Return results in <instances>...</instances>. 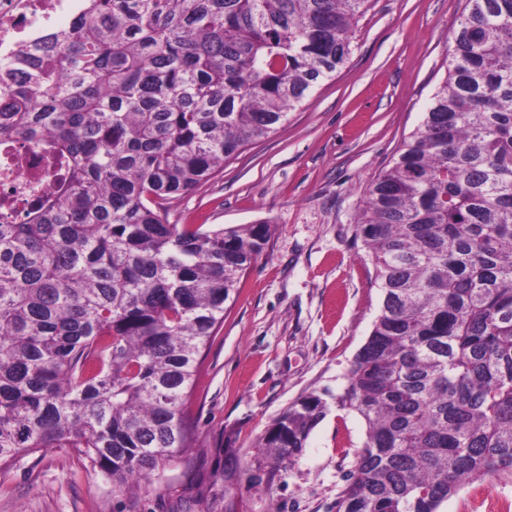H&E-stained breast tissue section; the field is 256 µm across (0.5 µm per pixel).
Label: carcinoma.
Here are the masks:
<instances>
[{"instance_id": "carcinoma-1", "label": "carcinoma", "mask_w": 512, "mask_h": 512, "mask_svg": "<svg viewBox=\"0 0 512 512\" xmlns=\"http://www.w3.org/2000/svg\"><path fill=\"white\" fill-rule=\"evenodd\" d=\"M368 0H91L46 56L0 61V141L46 144L63 192L0 222V469L72 448L115 484L192 445L186 406L267 222L166 203L288 121L349 60ZM357 228L382 304L336 406L366 424L336 512H440L512 474V0H466L447 76ZM327 402L254 447L291 463ZM240 473L224 471V512Z\"/></svg>"}]
</instances>
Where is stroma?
<instances>
[{"label": "stroma", "mask_w": 512, "mask_h": 512, "mask_svg": "<svg viewBox=\"0 0 512 512\" xmlns=\"http://www.w3.org/2000/svg\"><path fill=\"white\" fill-rule=\"evenodd\" d=\"M464 7L369 0L335 76L275 133L170 199L172 224L274 226L202 352L187 412L192 448L125 488L73 449L44 448L0 470V512H224V446L245 468L255 439L290 404L342 392L381 305L358 213L444 81ZM365 432L357 414L329 408L291 465L242 482L237 512H335ZM486 499L511 503L512 474L470 482L441 512H477Z\"/></svg>", "instance_id": "35a3bbf8"}]
</instances>
